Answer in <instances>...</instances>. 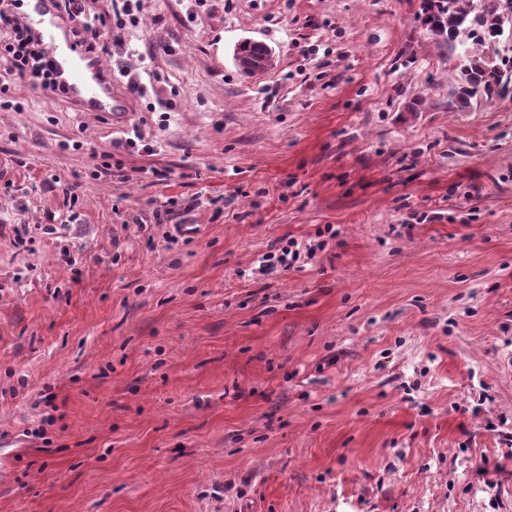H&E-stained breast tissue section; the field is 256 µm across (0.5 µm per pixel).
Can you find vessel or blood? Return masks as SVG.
Listing matches in <instances>:
<instances>
[{"label": "vessel or blood", "mask_w": 512, "mask_h": 512, "mask_svg": "<svg viewBox=\"0 0 512 512\" xmlns=\"http://www.w3.org/2000/svg\"><path fill=\"white\" fill-rule=\"evenodd\" d=\"M19 15L40 40L54 64L59 87L78 111L104 114L113 125H123L131 114L130 95L117 87L111 69L100 60L73 50L56 0H20Z\"/></svg>", "instance_id": "vessel-or-blood-1"}]
</instances>
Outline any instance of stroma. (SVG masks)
I'll list each match as a JSON object with an SVG mask.
<instances>
[{
    "instance_id": "1",
    "label": "stroma",
    "mask_w": 512,
    "mask_h": 512,
    "mask_svg": "<svg viewBox=\"0 0 512 512\" xmlns=\"http://www.w3.org/2000/svg\"><path fill=\"white\" fill-rule=\"evenodd\" d=\"M105 59L126 125L0 110V512H512V92L423 0H142ZM249 42H252V40H244L241 42L248 44L238 45L235 55L236 53L237 55L239 54L243 61L249 62L253 67H263L268 58L272 57L270 51L263 45ZM240 57L237 56L236 58L237 64H239ZM462 84L455 93L460 108L471 100L488 99L493 93L508 91L512 84V56H475L466 53L460 64ZM283 240L273 242L269 251L263 254L260 262V269L264 274L277 271L278 267L283 270L294 267L295 263L301 258V252L297 249L298 243L293 239H288L286 245H282ZM295 248V249H293Z\"/></svg>"
}]
</instances>
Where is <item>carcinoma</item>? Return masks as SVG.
I'll list each match as a JSON object with an SVG mask.
<instances>
[{
	"mask_svg": "<svg viewBox=\"0 0 512 512\" xmlns=\"http://www.w3.org/2000/svg\"><path fill=\"white\" fill-rule=\"evenodd\" d=\"M425 22L443 37L448 51H456L457 45L467 37L475 43L491 44L504 36L505 26L512 27V19L504 18V12L512 11L508 0H479V8L473 0H424ZM242 60L253 67H262L271 57L270 51L256 43L236 48ZM462 84L455 93L459 107L466 108L471 100H480L512 88V56H475L465 54L460 64Z\"/></svg>",
	"mask_w": 512,
	"mask_h": 512,
	"instance_id": "obj_1",
	"label": "carcinoma"
}]
</instances>
